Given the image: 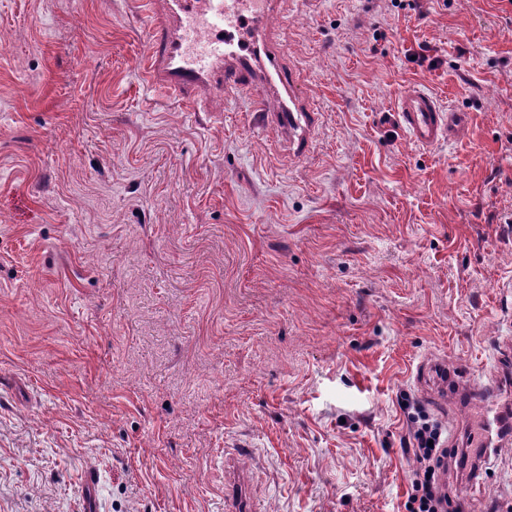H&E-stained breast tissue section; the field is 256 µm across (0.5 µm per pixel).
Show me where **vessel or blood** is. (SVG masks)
Segmentation results:
<instances>
[{"mask_svg":"<svg viewBox=\"0 0 512 512\" xmlns=\"http://www.w3.org/2000/svg\"><path fill=\"white\" fill-rule=\"evenodd\" d=\"M276 0H141L150 22L144 78L192 112H209L214 100L248 96L260 124L282 127L305 152L318 115L310 111L298 72L285 71L269 40ZM389 119L417 146L431 149L463 133L468 116L443 111L430 93L401 95ZM248 474L224 470V512H253L243 488Z\"/></svg>","mask_w":512,"mask_h":512,"instance_id":"obj_1","label":"vessel or blood"}]
</instances>
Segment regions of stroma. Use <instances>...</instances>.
I'll use <instances>...</instances> for the list:
<instances>
[{"mask_svg":"<svg viewBox=\"0 0 512 512\" xmlns=\"http://www.w3.org/2000/svg\"><path fill=\"white\" fill-rule=\"evenodd\" d=\"M281 0L307 156L147 91L137 0H0V512H404L409 391L456 445L512 338V0ZM440 60L413 61L420 44ZM469 112L423 149L411 88ZM446 365L447 402L418 382ZM512 512V440L451 469ZM224 511L225 512H255L253 501L244 492L248 482V474L235 465L229 468L225 464L228 453L224 454Z\"/></svg>","mask_w":512,"mask_h":512,"instance_id":"1","label":"stroma"}]
</instances>
